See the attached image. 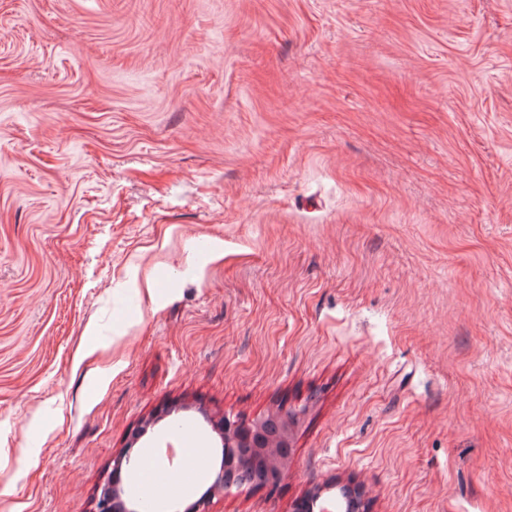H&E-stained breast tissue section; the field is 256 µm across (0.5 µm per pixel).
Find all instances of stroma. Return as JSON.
Instances as JSON below:
<instances>
[{"label":"stroma","mask_w":512,"mask_h":512,"mask_svg":"<svg viewBox=\"0 0 512 512\" xmlns=\"http://www.w3.org/2000/svg\"><path fill=\"white\" fill-rule=\"evenodd\" d=\"M279 408L205 512H512V0H0V512Z\"/></svg>","instance_id":"obj_1"}]
</instances>
